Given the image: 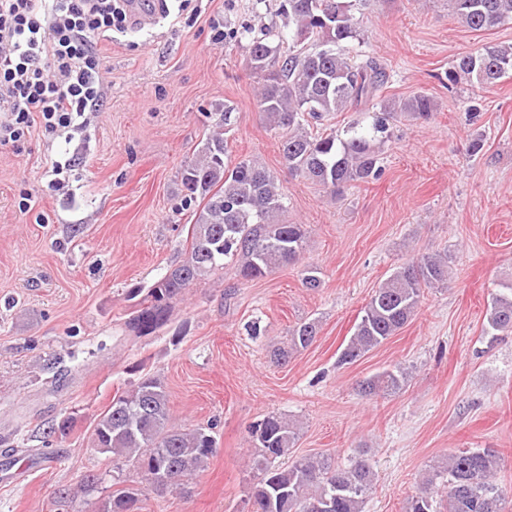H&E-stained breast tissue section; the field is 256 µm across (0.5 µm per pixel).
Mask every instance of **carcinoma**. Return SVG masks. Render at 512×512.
<instances>
[{
    "instance_id": "carcinoma-1",
    "label": "carcinoma",
    "mask_w": 512,
    "mask_h": 512,
    "mask_svg": "<svg viewBox=\"0 0 512 512\" xmlns=\"http://www.w3.org/2000/svg\"><path fill=\"white\" fill-rule=\"evenodd\" d=\"M366 0H283L281 11L292 26L291 44L282 51L283 35L266 32L249 44V64L262 80L258 104L270 129L280 137V152L288 171L340 194L347 185L380 178L379 145L391 137L390 121L402 114L427 120L432 99L418 93L405 100L380 101L367 127L351 124L341 133L312 134L305 125L333 112L372 104L388 81L386 68L375 58L357 62L347 43L357 37ZM453 14L475 31L512 22V0H449ZM512 75V45L490 44L477 53L461 55L448 67V85L465 83L483 88ZM230 150L223 134L212 135L201 159L181 173L185 197L197 203L187 257L155 281L136 304L122 332L137 340L167 326L174 305L193 284L224 268L228 259L238 276L259 279L296 262L304 249L303 224H284V197L277 181L253 160L227 162ZM448 282V260L439 254L423 255L398 267L371 295L350 341L338 362L352 364L384 344L408 323L427 288ZM489 328L512 331V298L493 300ZM316 320L297 324L288 344L271 351L283 365L293 352L316 339ZM406 374L385 370L360 384L366 396L399 390ZM255 453L250 467L257 474L248 499L250 512H308L332 497L334 512H363L372 492V463L358 458L345 466L332 457H297L286 467L274 465L287 457L298 440L297 426L272 413L250 428ZM101 454L123 458L133 465L140 485L108 497L101 512H138L145 491H181L200 471L216 448L211 428H178L171 422L168 394L154 376H144L112 398L91 434ZM502 458L490 449H463L448 453L446 462L407 502L406 512H508L507 496L496 475ZM168 470L172 481L153 485L149 475ZM448 488L446 503L436 500L437 484Z\"/></svg>"
}]
</instances>
